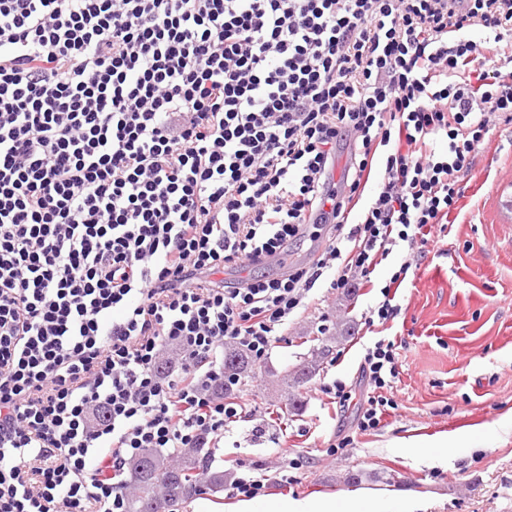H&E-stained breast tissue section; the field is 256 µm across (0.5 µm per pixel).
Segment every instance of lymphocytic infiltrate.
<instances>
[{"mask_svg": "<svg viewBox=\"0 0 512 512\" xmlns=\"http://www.w3.org/2000/svg\"><path fill=\"white\" fill-rule=\"evenodd\" d=\"M503 42L512 0H0V512H126L143 449L218 447L225 345L261 364L317 283L447 223L512 124ZM397 350L365 349L359 431Z\"/></svg>", "mask_w": 512, "mask_h": 512, "instance_id": "1", "label": "lymphocytic infiltrate"}]
</instances>
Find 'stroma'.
<instances>
[{"instance_id": "stroma-1", "label": "stroma", "mask_w": 512, "mask_h": 512, "mask_svg": "<svg viewBox=\"0 0 512 512\" xmlns=\"http://www.w3.org/2000/svg\"><path fill=\"white\" fill-rule=\"evenodd\" d=\"M490 139L461 183L444 237L424 247L398 288L393 320L374 332L364 314L380 301L401 253L378 266L372 287L328 295L297 314L259 376L237 391L245 413L217 453L225 471L257 468L269 477L266 495L295 500L364 492L387 512H512V431L497 429L512 416V210L497 211L493 196L512 185V125L493 129ZM344 316L355 324L353 337L302 387L300 410L278 418L288 402L284 375L320 347L319 323L334 335ZM380 336L399 345V408L362 434L355 426L366 394L360 364L365 346ZM337 380L351 386L352 406L338 408L319 393ZM344 435L353 436L352 445L330 452ZM444 438L459 439L456 452L428 456L427 446ZM282 467L285 484L276 479ZM351 470L371 478L347 484Z\"/></svg>"}]
</instances>
